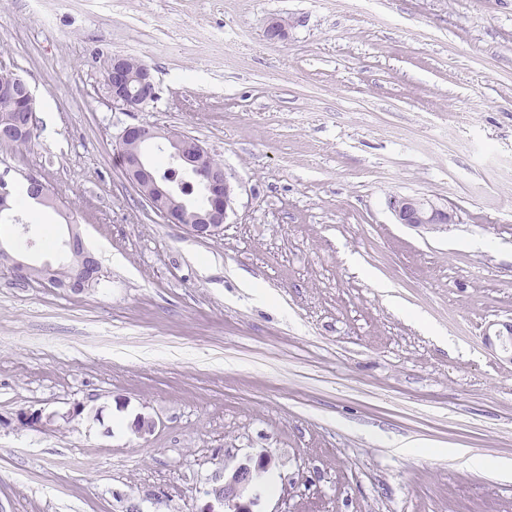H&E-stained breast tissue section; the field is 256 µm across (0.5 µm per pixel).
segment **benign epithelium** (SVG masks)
<instances>
[{
  "label": "benign epithelium",
  "instance_id": "1",
  "mask_svg": "<svg viewBox=\"0 0 512 512\" xmlns=\"http://www.w3.org/2000/svg\"><path fill=\"white\" fill-rule=\"evenodd\" d=\"M291 23L292 20L287 17L270 19L264 29L265 37L273 42L287 40ZM105 85L112 106L125 112H139L157 96L152 69L133 76L126 71L121 56H114L109 62ZM17 93L26 95L28 105L34 104L30 87L19 76L13 78L12 84L0 88V98L3 100ZM155 145L166 148L174 170L181 174L180 179L165 180L156 176L147 154V148ZM119 150L128 181L168 222L180 223L181 211L191 208L196 210L198 218V223L185 225L191 234L210 239L223 232L229 213L234 211L235 188L228 176L215 173L209 164L211 154L199 142L169 128L140 123L125 128L119 140ZM389 207L399 224L437 231L453 223L452 210L440 207L425 197L393 195L389 199ZM64 246L68 251H83L89 260L83 278L70 288L74 293L82 292L89 281L100 276L99 263L73 224L69 225ZM84 410L85 405L76 403L62 415L53 412L45 414L40 410L25 414L24 420L30 426L47 428L59 418L70 423ZM274 462V456L268 451L259 454L255 461L248 458L233 469L224 471L222 478L216 479L206 494L222 505L224 512H253V507L261 498L259 475Z\"/></svg>",
  "mask_w": 512,
  "mask_h": 512
}]
</instances>
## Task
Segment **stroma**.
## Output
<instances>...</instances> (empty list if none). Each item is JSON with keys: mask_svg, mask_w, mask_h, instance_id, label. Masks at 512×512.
I'll use <instances>...</instances> for the list:
<instances>
[{"mask_svg": "<svg viewBox=\"0 0 512 512\" xmlns=\"http://www.w3.org/2000/svg\"><path fill=\"white\" fill-rule=\"evenodd\" d=\"M116 55L153 69L142 111L112 106ZM1 69L36 127L0 179L57 204L17 206L0 242L55 265L78 225L101 277L0 271V512H203L265 451L254 512H512V477L470 462L512 460V0H0ZM144 122L238 184L219 237L127 181ZM396 194L452 224L396 223ZM77 402L57 429L18 418Z\"/></svg>", "mask_w": 512, "mask_h": 512, "instance_id": "stroma-1", "label": "stroma"}]
</instances>
